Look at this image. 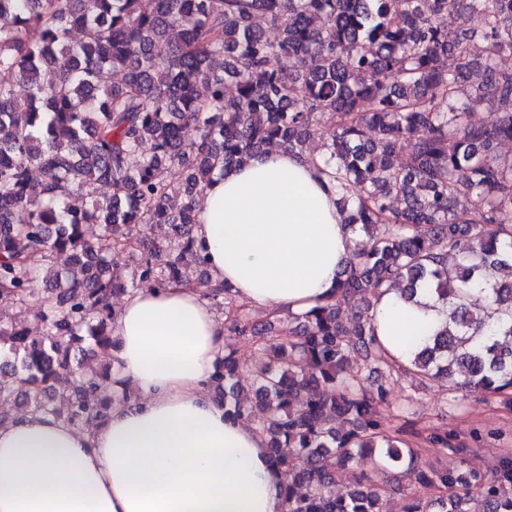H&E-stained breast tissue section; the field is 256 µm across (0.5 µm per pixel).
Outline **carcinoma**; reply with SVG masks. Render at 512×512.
Segmentation results:
<instances>
[{
	"mask_svg": "<svg viewBox=\"0 0 512 512\" xmlns=\"http://www.w3.org/2000/svg\"><path fill=\"white\" fill-rule=\"evenodd\" d=\"M475 13L479 36L462 22ZM269 25L280 40L265 37ZM504 53L512 0H0V301H27L36 268L61 265L39 309L45 339L0 325L10 354L0 396H13L7 379L22 375L29 390L18 408L52 414L45 393L66 372L68 420L100 417L101 384L74 371L73 344L85 332L111 346L110 298L128 283L107 256L125 242L124 226L164 224L174 244L135 256L133 276L158 288L207 279L192 226L215 172L274 144L297 155L330 123L336 134L321 143L318 170L341 194L345 223L365 235L336 298L272 335L238 312L226 321L262 340V361L249 369L262 410L255 425L288 477V512H381L399 478L441 492L412 497L405 512H512V457L490 476L467 479L456 465L425 471L418 449L379 420L386 385L369 388L350 365L353 335L381 370L512 404V157L499 152L512 141V70L496 63ZM105 69L122 82L100 87ZM475 70L482 85L469 94ZM100 186L111 194L97 197ZM87 224L102 226L94 242ZM452 254L462 257L453 278ZM395 286L411 301L424 289L445 305L461 300L406 365L388 359L370 314L372 298ZM352 307L353 333L342 320ZM243 370L226 353L216 382L224 412L251 420L235 395ZM364 456L378 459L374 475H355L336 494L340 471L355 473Z\"/></svg>",
	"mask_w": 512,
	"mask_h": 512,
	"instance_id": "cac0c4a2",
	"label": "carcinoma"
}]
</instances>
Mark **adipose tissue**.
I'll use <instances>...</instances> for the list:
<instances>
[{
  "instance_id": "ef3b65f1",
  "label": "adipose tissue",
  "mask_w": 512,
  "mask_h": 512,
  "mask_svg": "<svg viewBox=\"0 0 512 512\" xmlns=\"http://www.w3.org/2000/svg\"><path fill=\"white\" fill-rule=\"evenodd\" d=\"M194 236L213 280L276 314L326 303L355 236L312 162L277 149L215 177ZM376 338L407 362L417 331L446 318L428 294L372 301ZM120 372L93 429L53 414L0 423V512H284L267 439L224 412L207 385L224 356V322L198 286L125 296L112 324Z\"/></svg>"
}]
</instances>
